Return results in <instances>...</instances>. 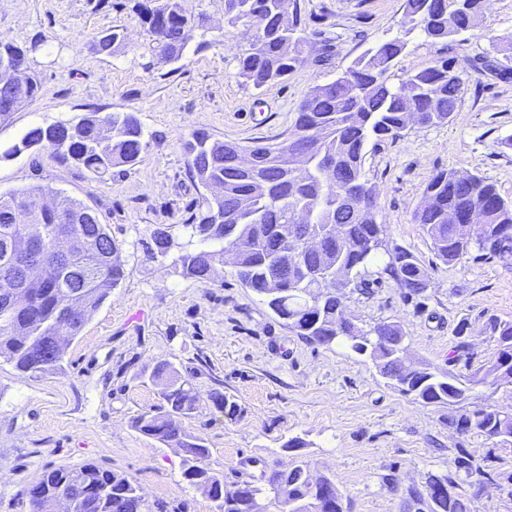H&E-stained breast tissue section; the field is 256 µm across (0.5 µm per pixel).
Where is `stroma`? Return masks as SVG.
<instances>
[{
    "label": "stroma",
    "mask_w": 512,
    "mask_h": 512,
    "mask_svg": "<svg viewBox=\"0 0 512 512\" xmlns=\"http://www.w3.org/2000/svg\"><path fill=\"white\" fill-rule=\"evenodd\" d=\"M182 5L206 16L213 44L175 68L151 70L132 0H0V42H41L29 56L41 90L0 124V195L42 185L89 205L121 245L126 271L67 345L59 370L34 376L0 360V512H30L26 490L44 469L86 463L132 477L147 505L213 512L207 495L183 479L182 450L134 427L136 416L160 403L150 374L165 361L199 396L182 426L209 449L225 486L306 460L334 481L346 512H420L406 488L449 473L457 449L466 448L492 466L490 480L467 490L471 512H512V444L449 425L479 408L512 411V386H478L454 405L423 404L388 386L350 347L297 336L241 285L232 266L206 286L175 274L178 249L152 259L143 248L156 228L182 223L200 195L182 150L192 131L243 145L275 138L313 86L396 36L406 47L389 71L395 85L446 58L488 56L512 69V51L498 42L512 33V0H487L476 27L446 41L411 28L404 0H304L326 34L309 44L296 71L259 90L238 74L246 41L225 22L224 0ZM108 28L123 31V44L109 56L95 53L89 34ZM462 79L451 121L413 127L365 157L386 239L418 257L429 276L426 292L410 296L392 279H379L368 291L348 290L345 306L363 327L400 322L408 358L465 373L495 355L488 317L512 321V263L469 256L443 264L412 221L441 170L479 174L512 199V77L467 68ZM90 111L136 113L149 140L139 165L99 179L47 151L4 158L31 127ZM461 323L471 344L466 358L454 354ZM217 392L237 403L236 416L216 408Z\"/></svg>",
    "instance_id": "stroma-1"
}]
</instances>
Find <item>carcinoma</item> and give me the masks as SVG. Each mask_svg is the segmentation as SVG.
Wrapping results in <instances>:
<instances>
[{"mask_svg": "<svg viewBox=\"0 0 512 512\" xmlns=\"http://www.w3.org/2000/svg\"><path fill=\"white\" fill-rule=\"evenodd\" d=\"M405 0L412 23L433 39H448L477 24L485 0ZM279 0H224V18L249 33L238 58L239 75L255 88L280 81L305 62L310 39L322 35L301 18L300 0L288 15ZM138 17L146 26L155 64L170 66L184 55L198 52L211 41L206 18L185 14L180 0H139ZM405 48L398 37L369 48L351 66L328 83L312 87L301 100L297 118L285 134L288 145L243 147L206 133L192 132L183 141L188 171L205 188L219 185V196L200 195L190 216L181 224L157 228L147 248L149 257H164L173 246L171 230L183 238L173 261L175 273L200 283L212 280L216 267L224 265L227 250H236L238 281L263 298L268 308L306 340L322 346L338 341L350 344L367 357L394 388L425 405L456 403L471 387L512 384V321L491 317L487 329L497 337L496 359L469 374L439 371L423 361L407 362L401 346L407 337L395 322H378L369 329L358 327L345 315L346 289L323 279L342 267L352 274L351 284L365 283L369 268L386 275L410 296L428 288L427 271L417 256L386 240L385 225L377 221L378 194L364 171L367 146L383 139L397 140L411 128L408 113L421 114V126L449 122L458 107L463 81L461 72L447 59L409 75L399 85L389 82L393 61ZM28 63L26 51L0 43V61ZM41 80L29 71L25 85L16 90L24 102L32 101ZM148 147L140 119L132 112H88L76 121H56L31 128L0 159L26 151L50 150L59 160L83 167L97 178L112 169L141 162ZM252 151L258 161L252 168L237 164L238 154ZM335 163L333 180L326 179L323 160ZM49 190L32 186L7 197L0 195V296L11 293L13 302L0 306V359L25 373H45L60 366L66 342L78 335L86 317L100 307L107 290L125 277L121 245L90 206L56 194L52 205L44 198ZM480 211L482 220L474 233L461 232L448 223V211L465 214ZM304 212L311 225L326 229L337 225L341 234L326 240L320 251H301L285 243L293 232L308 225L293 223ZM413 222L430 240L436 257L450 264L475 250L504 263L512 261V200L497 186L468 172L441 171L428 182L423 203ZM67 236L72 255L87 269V280L78 288L82 312H63L72 288L63 269H46L7 279L1 272L16 257L4 250V242L28 243L30 250L46 254L57 237ZM151 379L160 382L161 405L138 415L134 427L141 434L181 448L183 478L191 485H211L209 499L215 512H252L251 497L267 498L277 512H302L312 499H324L322 512H344L335 483L316 477L311 464L299 460L286 469L261 471L257 482L243 481L224 490V477L207 463L209 450L182 429V420L198 409V396L174 366L162 362ZM462 433L476 431L488 439L512 441V413L476 409L455 422ZM444 480L456 499L443 502L440 512H470V499L460 483L490 479L467 448L457 449L452 473L431 475L426 488ZM65 494L72 512H148L139 486L128 475L94 463L44 471L27 489L30 512H47V505Z\"/></svg>", "mask_w": 512, "mask_h": 512, "instance_id": "obj_1", "label": "carcinoma"}]
</instances>
